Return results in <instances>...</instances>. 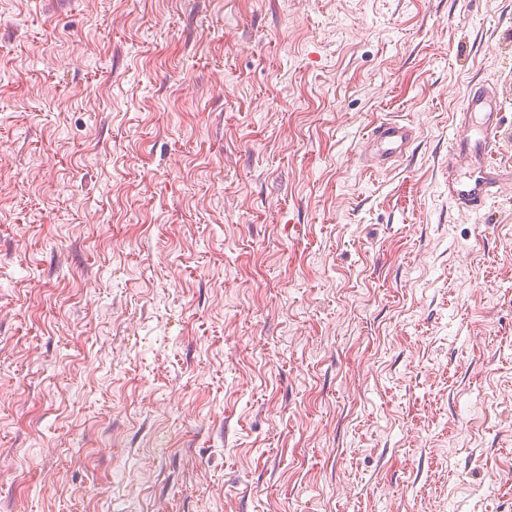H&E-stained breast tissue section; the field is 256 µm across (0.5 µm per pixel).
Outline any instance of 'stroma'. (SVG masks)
<instances>
[{"mask_svg": "<svg viewBox=\"0 0 512 512\" xmlns=\"http://www.w3.org/2000/svg\"><path fill=\"white\" fill-rule=\"evenodd\" d=\"M0 456V512H512V0H0ZM501 109L497 87L482 82L471 87L465 111L456 115L466 134L448 148V200L460 212L480 214L496 196L502 174L491 159L502 131ZM414 138V129L398 120L385 119L372 128L367 140L365 159L373 166L383 168L402 160Z\"/></svg>", "mask_w": 512, "mask_h": 512, "instance_id": "1", "label": "stroma"}]
</instances>
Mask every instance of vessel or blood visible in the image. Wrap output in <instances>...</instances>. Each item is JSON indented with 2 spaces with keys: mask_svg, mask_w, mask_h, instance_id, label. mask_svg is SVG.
<instances>
[{
  "mask_svg": "<svg viewBox=\"0 0 512 512\" xmlns=\"http://www.w3.org/2000/svg\"><path fill=\"white\" fill-rule=\"evenodd\" d=\"M502 99L496 86L479 83L467 94V107L456 122L463 136L453 138L448 148V200L460 212L479 214L487 210L502 179L492 156L502 131ZM414 138L413 128L397 119L380 121L367 140L365 159L383 168L402 160Z\"/></svg>",
  "mask_w": 512,
  "mask_h": 512,
  "instance_id": "obj_1",
  "label": "vessel or blood"
}]
</instances>
